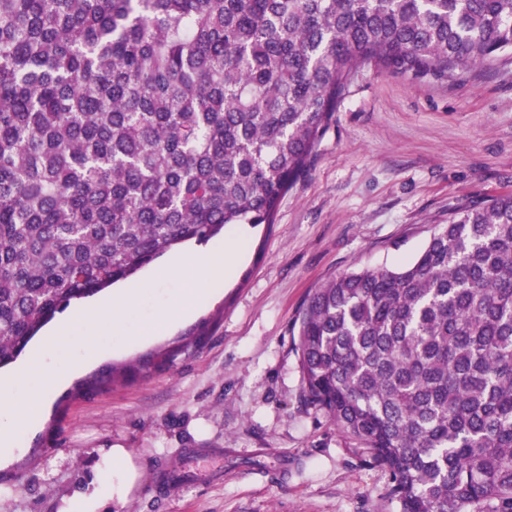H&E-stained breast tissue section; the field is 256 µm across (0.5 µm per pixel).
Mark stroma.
<instances>
[{
  "instance_id": "1",
  "label": "stroma",
  "mask_w": 512,
  "mask_h": 512,
  "mask_svg": "<svg viewBox=\"0 0 512 512\" xmlns=\"http://www.w3.org/2000/svg\"><path fill=\"white\" fill-rule=\"evenodd\" d=\"M509 193L512 57L455 82L366 65L273 223L216 236L242 253L213 299L139 340L188 278H159L170 252L132 276L126 343L99 319L96 356L0 465V512L92 498L117 449L124 491L96 512H397L366 446L304 403L294 323L327 280L401 268L450 206Z\"/></svg>"
}]
</instances>
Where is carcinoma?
Segmentation results:
<instances>
[{
  "label": "carcinoma",
  "mask_w": 512,
  "mask_h": 512,
  "mask_svg": "<svg viewBox=\"0 0 512 512\" xmlns=\"http://www.w3.org/2000/svg\"><path fill=\"white\" fill-rule=\"evenodd\" d=\"M512 0H0V368L72 302L229 224H271L366 65L458 80ZM306 402L399 512H512V194L295 323Z\"/></svg>",
  "instance_id": "obj_1"
}]
</instances>
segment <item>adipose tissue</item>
Instances as JSON below:
<instances>
[{"instance_id": "adipose-tissue-1", "label": "adipose tissue", "mask_w": 512, "mask_h": 512, "mask_svg": "<svg viewBox=\"0 0 512 512\" xmlns=\"http://www.w3.org/2000/svg\"><path fill=\"white\" fill-rule=\"evenodd\" d=\"M235 243L217 246L190 259H178L164 269V276H172L181 270L190 273L191 286L184 289L152 319L143 322L138 333L153 336L195 313L197 307L209 300L224 281L228 254L236 252ZM143 293L142 288L129 286L113 296L111 301L92 303L74 310L65 318L51 340L52 345H69L87 351L92 349L94 325L98 318L108 315L113 320H121ZM44 358L43 352L34 353L28 363L22 367L15 380L29 386V398L26 403L10 401V392L0 385V412H9L10 421L0 425V462L13 458L16 440L33 432L40 420L43 406L51 399L57 385L63 384L71 375V366H63L53 382L47 383L39 378V366Z\"/></svg>"}]
</instances>
